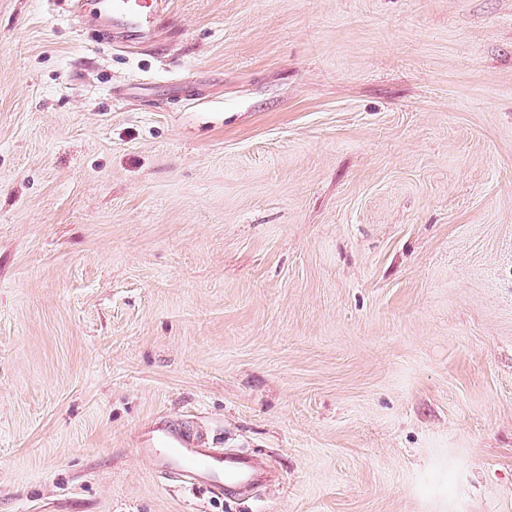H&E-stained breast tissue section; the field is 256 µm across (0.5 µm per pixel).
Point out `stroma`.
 <instances>
[{
    "mask_svg": "<svg viewBox=\"0 0 512 512\" xmlns=\"http://www.w3.org/2000/svg\"><path fill=\"white\" fill-rule=\"evenodd\" d=\"M173 13L0 0V512H512V0ZM101 32L107 41L121 35L128 47L151 46L172 24L171 0H101ZM141 446L140 455L155 471L216 495H242L267 480V473L250 457L207 443L193 426L158 430Z\"/></svg>",
    "mask_w": 512,
    "mask_h": 512,
    "instance_id": "35a3bbf8",
    "label": "stroma"
}]
</instances>
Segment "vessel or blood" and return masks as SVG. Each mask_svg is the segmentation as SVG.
Listing matches in <instances>:
<instances>
[{
    "instance_id": "b4317fda",
    "label": "vessel or blood",
    "mask_w": 512,
    "mask_h": 512,
    "mask_svg": "<svg viewBox=\"0 0 512 512\" xmlns=\"http://www.w3.org/2000/svg\"><path fill=\"white\" fill-rule=\"evenodd\" d=\"M101 31L121 35L128 46L144 48L172 23L171 0H100ZM155 471L211 493L244 494L267 474L250 457L207 443L192 426L153 433L139 449Z\"/></svg>"
}]
</instances>
